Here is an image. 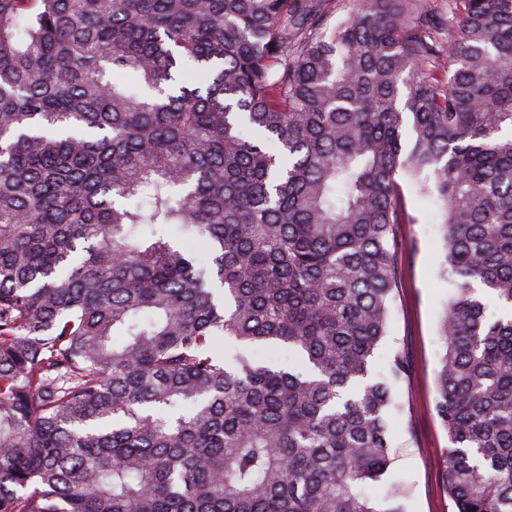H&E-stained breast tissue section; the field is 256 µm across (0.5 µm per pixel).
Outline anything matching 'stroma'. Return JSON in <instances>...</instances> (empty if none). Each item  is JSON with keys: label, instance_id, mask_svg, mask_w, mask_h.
Wrapping results in <instances>:
<instances>
[{"label": "stroma", "instance_id": "obj_1", "mask_svg": "<svg viewBox=\"0 0 512 512\" xmlns=\"http://www.w3.org/2000/svg\"><path fill=\"white\" fill-rule=\"evenodd\" d=\"M405 201L414 221L399 227L402 274L389 334L374 362L375 371H386L391 355L398 351L410 367L395 388L400 412L391 427L395 461L390 479L408 491L406 512H454L446 489L448 436L435 413L442 353L439 320L450 290L438 276L443 251L435 205L412 188L406 189Z\"/></svg>", "mask_w": 512, "mask_h": 512}]
</instances>
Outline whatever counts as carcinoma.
Listing matches in <instances>:
<instances>
[{
  "label": "carcinoma",
  "mask_w": 512,
  "mask_h": 512,
  "mask_svg": "<svg viewBox=\"0 0 512 512\" xmlns=\"http://www.w3.org/2000/svg\"><path fill=\"white\" fill-rule=\"evenodd\" d=\"M349 5L0 0V512H405V184L449 495L512 512V0Z\"/></svg>",
  "instance_id": "1"
}]
</instances>
